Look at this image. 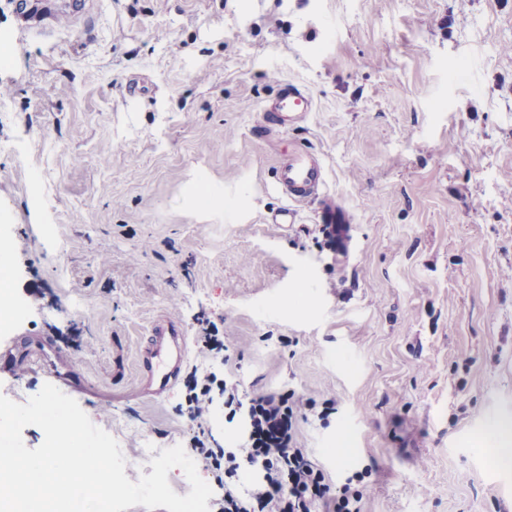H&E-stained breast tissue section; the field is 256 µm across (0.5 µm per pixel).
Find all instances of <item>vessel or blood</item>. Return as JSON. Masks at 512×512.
I'll return each mask as SVG.
<instances>
[{
    "instance_id": "vessel-or-blood-1",
    "label": "vessel or blood",
    "mask_w": 512,
    "mask_h": 512,
    "mask_svg": "<svg viewBox=\"0 0 512 512\" xmlns=\"http://www.w3.org/2000/svg\"><path fill=\"white\" fill-rule=\"evenodd\" d=\"M314 110L312 96L298 85L283 81L277 97L264 108L257 134H287L288 130L306 122ZM327 169L320 156L298 148L284 156L275 182L276 190L287 201L274 221L295 223L300 205L315 200L319 203L322 223L334 229L340 242L349 237V215L326 190ZM149 344L141 349L138 361V381L143 393L161 398L177 383L186 363L188 338L176 321L161 316L148 331Z\"/></svg>"
}]
</instances>
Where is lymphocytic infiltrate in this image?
Listing matches in <instances>:
<instances>
[{"mask_svg": "<svg viewBox=\"0 0 512 512\" xmlns=\"http://www.w3.org/2000/svg\"><path fill=\"white\" fill-rule=\"evenodd\" d=\"M185 388L191 418L203 423L223 404L225 419L239 435L233 448L214 447L203 427L191 440L190 455L222 477L212 500L217 512H362L365 472L331 480L299 438L300 419L312 412L328 419L336 410L334 399L243 396L237 384L212 372L190 373Z\"/></svg>", "mask_w": 512, "mask_h": 512, "instance_id": "1", "label": "lymphocytic infiltrate"}]
</instances>
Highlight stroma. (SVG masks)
I'll return each instance as SVG.
<instances>
[{"mask_svg": "<svg viewBox=\"0 0 512 512\" xmlns=\"http://www.w3.org/2000/svg\"><path fill=\"white\" fill-rule=\"evenodd\" d=\"M0 52V249L22 308L1 394L51 382L31 359L52 342L138 480L145 440L197 429L183 383L138 387L166 315L187 367L335 398L301 434L332 478L368 470L364 512H512V463L477 444L512 419V0H55L36 25L0 0ZM281 79L314 112L257 136ZM298 146L352 217L345 263L317 203L270 221ZM202 187L221 204L198 207ZM209 321L217 362L195 342Z\"/></svg>", "mask_w": 512, "mask_h": 512, "instance_id": "35a3bbf8", "label": "stroma"}]
</instances>
